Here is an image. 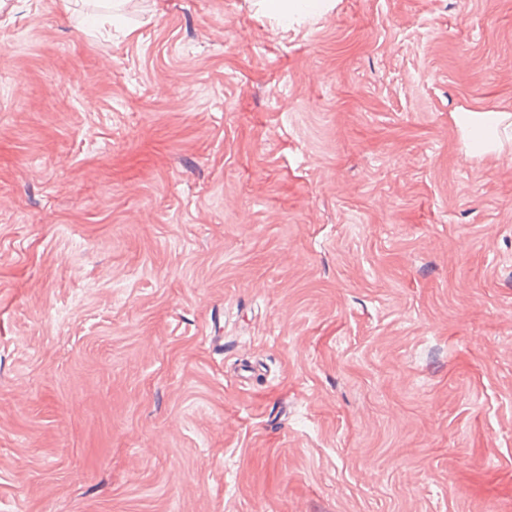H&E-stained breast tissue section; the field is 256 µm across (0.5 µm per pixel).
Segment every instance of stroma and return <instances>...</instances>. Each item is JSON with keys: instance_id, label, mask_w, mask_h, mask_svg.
Returning <instances> with one entry per match:
<instances>
[{"instance_id": "stroma-1", "label": "stroma", "mask_w": 512, "mask_h": 512, "mask_svg": "<svg viewBox=\"0 0 512 512\" xmlns=\"http://www.w3.org/2000/svg\"><path fill=\"white\" fill-rule=\"evenodd\" d=\"M512 0H0V512H512ZM263 9L271 17L279 18L284 25L295 15L321 12L327 0H263Z\"/></svg>"}]
</instances>
